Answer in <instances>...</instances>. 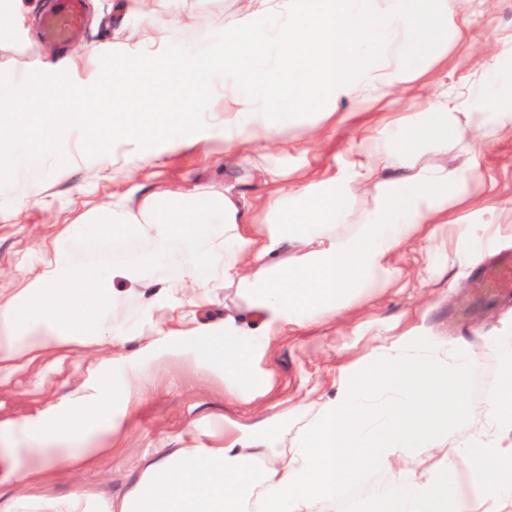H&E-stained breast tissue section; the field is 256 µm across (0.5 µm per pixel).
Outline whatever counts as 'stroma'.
<instances>
[{
	"label": "stroma",
	"mask_w": 512,
	"mask_h": 512,
	"mask_svg": "<svg viewBox=\"0 0 512 512\" xmlns=\"http://www.w3.org/2000/svg\"><path fill=\"white\" fill-rule=\"evenodd\" d=\"M85 3L87 23L82 42L62 47L42 42L35 15L10 39L0 41V85L16 88L26 81H39L45 58L79 50L84 43L98 46L99 55L80 62L77 71L56 73V82L70 86L91 72H109L113 44L136 41L139 25L132 20L116 23L112 0ZM183 6L189 12L204 13L208 24L201 29L173 28L166 15H156L155 26L167 34L162 54L188 56L203 46L219 47L238 2L184 0ZM463 30L464 40L448 53V78L452 81L469 73L477 55L489 50L498 37L512 33V0L478 2ZM359 133L358 125L350 121L326 127L316 136L303 125L273 154L292 167L340 171L350 160ZM183 134V129L173 128L168 141L151 143V150L164 152L162 163L139 169L127 161L115 174L100 169L97 155L76 129L57 142L50 154L30 159L13 179L0 180V295L7 297L22 288L42 251L52 246L66 225L110 204L113 194L130 191L145 196L194 187L220 190L232 180L245 197L262 194V186L251 181L245 171L225 168L222 140H213L206 153L189 149L167 154L169 140ZM476 152L479 177L472 205L478 208L494 203L505 212L507 227L496 245L477 246L470 263L462 264L455 256L456 240H449L448 270L428 282L422 279L430 260L427 243L405 246L397 259L401 276L388 289L365 293L336 322L279 337L259 363L260 368L272 370V387L254 401L243 402L225 394L223 367L193 360L189 336L174 337L159 347L150 346L145 338L128 339L119 348L77 347L64 359L47 358L0 382V422L5 423L54 406L82 385L93 365H103L118 386L134 374L142 376L143 404L133 417L124 419L118 433L100 438L98 445L106 453L97 464L83 473L48 475L40 482V490L62 493L71 485L85 484L108 496H121L136 478L143 458L155 449L175 447L180 439L211 446L218 442L213 434L216 418L251 424L264 414L287 411L304 399L334 394V383L344 366L409 326H418L441 342L455 341L451 324L457 299L470 287L474 265L488 260L494 249L512 250V135L480 138ZM71 247L82 265L109 269L136 259L148 250L149 243L139 237L104 244L86 238L72 241ZM475 316L476 329L465 332L464 338L480 360L469 376V399L462 407L473 417L500 382L498 360L485 348L483 337L512 327V298H486L477 304Z\"/></svg>",
	"instance_id": "1"
}]
</instances>
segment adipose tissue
Returning a JSON list of instances; mask_svg holds the SVG:
<instances>
[{"label": "adipose tissue", "instance_id": "obj_1", "mask_svg": "<svg viewBox=\"0 0 512 512\" xmlns=\"http://www.w3.org/2000/svg\"><path fill=\"white\" fill-rule=\"evenodd\" d=\"M177 3L118 0L125 16L143 20L141 37L123 46L116 70L91 74L83 87L47 80L0 88V178L77 126L105 163L116 141L138 149L162 140L169 126L193 124L183 94H212L220 69L213 129L224 160L266 192L249 200L228 183L220 191L113 196L90 222L72 225V236H141L149 251L103 272L77 265L67 244H57L36 276L0 299V377L122 336L115 280L149 294L157 343L172 336L185 288L220 285L234 289L251 322L226 310L223 329L198 339L192 354L223 366L227 394L252 400L270 384L257 362L278 337L335 320L362 293L391 284L403 246L422 239L440 251L453 224L464 262L470 245L500 232L494 208L476 224L458 217L477 178L475 139L512 134V35L458 86L448 84V52L464 38L460 22L472 0H239L220 48L157 55L163 38L147 20L163 9L181 24ZM163 99L173 108L157 124L150 115ZM311 104L316 127L362 112L381 118L362 128L343 173L291 185L266 158ZM452 152L462 163H449ZM175 251L182 256L176 273L150 280ZM485 345L503 380L474 432L443 421L464 400L478 354L464 340L441 344L413 327L345 369L335 395L253 425L225 421L219 445L157 449L122 497L79 484L55 496L32 493L54 470L94 466L102 451L89 442L116 430L114 406L129 415L142 402L139 387L116 389L92 368L50 411L0 423L7 438L0 487L17 489L0 495V512H335L362 473L378 470L390 477L367 512H512V335L487 337ZM421 448L438 456L437 465L406 467Z\"/></svg>", "mask_w": 512, "mask_h": 512}]
</instances>
